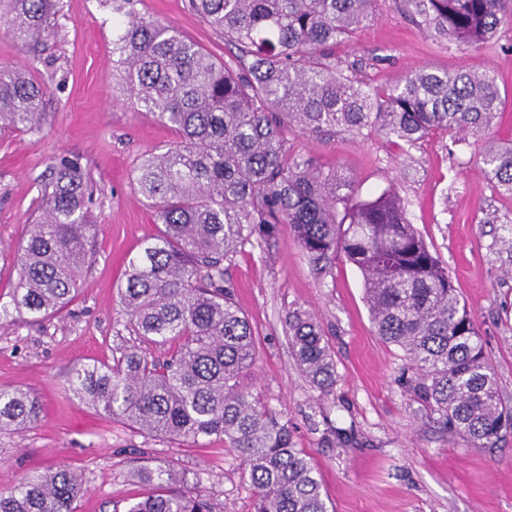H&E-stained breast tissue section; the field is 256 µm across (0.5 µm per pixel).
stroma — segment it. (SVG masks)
Segmentation results:
<instances>
[{
	"instance_id": "obj_1",
	"label": "stroma",
	"mask_w": 512,
	"mask_h": 512,
	"mask_svg": "<svg viewBox=\"0 0 512 512\" xmlns=\"http://www.w3.org/2000/svg\"><path fill=\"white\" fill-rule=\"evenodd\" d=\"M64 2L66 26L39 54L22 50L0 26V66L50 80L40 131L0 135V299L13 290L17 249L60 159H79L91 177L98 236L93 262L65 310L40 322H0V388L29 391L43 405L35 425L0 433V490L66 464L83 479L77 512H114L146 494L135 477L146 458L184 472L213 512H254L240 460L222 438L194 445L149 437L100 415L68 389L75 366L111 361L117 347L138 342L117 298L127 259L156 231L136 192V171L144 154L176 134L123 100L112 78V13L102 0ZM135 8L173 25L215 60L229 57L220 33L188 0H137ZM336 55L365 63V77L378 84L428 66L487 72L502 92H512V28L491 46L450 48L426 37L393 0H379L375 17L337 45ZM377 57L381 65L371 66ZM286 139L290 152L346 172L359 198L395 188L471 310L502 401L512 408V195L483 175L479 145H455L440 132L410 148L377 133L290 131ZM224 268L256 336L257 361L244 384L307 451L334 512H512V432L495 449L473 448L415 401L404 385V353L376 335L355 266L339 256L315 270L284 236L265 250L244 244ZM293 309L309 313L329 341L334 397H320L292 354L283 318Z\"/></svg>"
}]
</instances>
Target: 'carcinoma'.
Wrapping results in <instances>:
<instances>
[{"mask_svg": "<svg viewBox=\"0 0 512 512\" xmlns=\"http://www.w3.org/2000/svg\"><path fill=\"white\" fill-rule=\"evenodd\" d=\"M378 0H190L192 10L237 53L215 61L176 28L112 7V65L128 99L178 139L146 154L138 194L158 233L129 258L119 304L141 342L171 345L155 356L120 349L112 362L72 370L69 390L105 415L151 437L197 442L224 437L241 459L255 512H330L320 474L280 422L242 386L256 361L255 334L224 262L239 246L269 244L289 229L316 269L341 254L361 272L375 333L400 347L405 384L424 409L473 448H496L512 430L498 376L473 315L407 219L392 188L356 198L336 168L291 153L285 129L302 134L380 132L412 147L436 132L457 144L483 142L482 172L512 195V140L489 139L504 98L487 73L430 67L393 86L374 85L330 48L370 22ZM428 37L463 45L497 42L512 26V0H396ZM68 16L63 0H0V21L21 45L44 50ZM49 89L18 67L0 66V130L35 132ZM17 282L0 317H50L70 303L90 263L97 224L90 178L63 158L41 189ZM293 354L323 397L334 394L336 362L309 314L284 318ZM39 400L0 389V430L37 422ZM152 487L126 512H212L186 475L145 466ZM81 476L67 465L0 492V512H76Z\"/></svg>", "mask_w": 512, "mask_h": 512, "instance_id": "carcinoma-1", "label": "carcinoma"}]
</instances>
